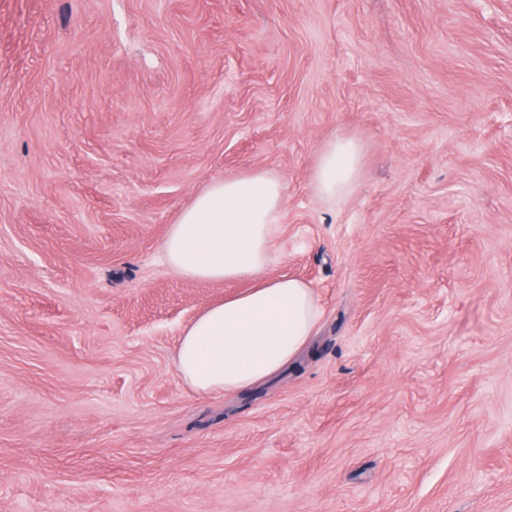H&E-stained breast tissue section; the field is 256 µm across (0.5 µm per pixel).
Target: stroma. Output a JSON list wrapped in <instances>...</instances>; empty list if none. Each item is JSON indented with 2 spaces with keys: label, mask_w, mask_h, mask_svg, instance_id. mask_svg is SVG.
Here are the masks:
<instances>
[{
  "label": "stroma",
  "mask_w": 512,
  "mask_h": 512,
  "mask_svg": "<svg viewBox=\"0 0 512 512\" xmlns=\"http://www.w3.org/2000/svg\"><path fill=\"white\" fill-rule=\"evenodd\" d=\"M253 169L322 319L203 396L181 330L246 284L160 247ZM0 512H512V0H0ZM360 145L354 138H335L321 148L312 176L315 194L325 201L348 196L357 181Z\"/></svg>",
  "instance_id": "obj_1"
}]
</instances>
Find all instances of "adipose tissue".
<instances>
[{
	"label": "adipose tissue",
	"mask_w": 512,
	"mask_h": 512,
	"mask_svg": "<svg viewBox=\"0 0 512 512\" xmlns=\"http://www.w3.org/2000/svg\"><path fill=\"white\" fill-rule=\"evenodd\" d=\"M360 145L335 138L321 148L312 176L325 201L348 196L357 181ZM285 186L254 169L209 183L167 228L163 263L181 278L245 281L242 293L205 308L183 330L180 377L202 395L231 394L275 375L304 349L320 318L313 288L267 277L282 256Z\"/></svg>",
	"instance_id": "obj_1"
}]
</instances>
